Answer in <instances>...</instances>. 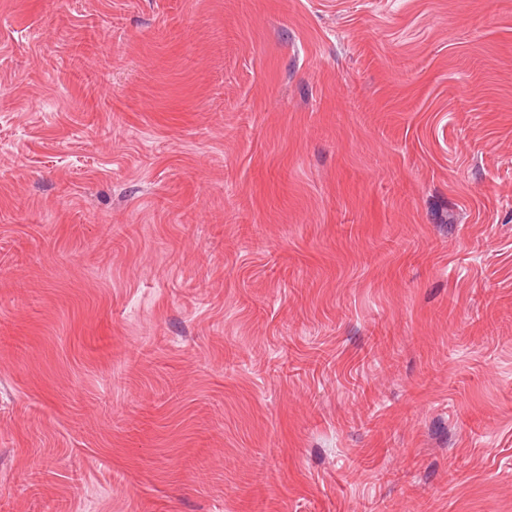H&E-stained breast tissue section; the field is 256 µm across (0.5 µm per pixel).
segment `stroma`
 Wrapping results in <instances>:
<instances>
[{"instance_id":"obj_1","label":"stroma","mask_w":512,"mask_h":512,"mask_svg":"<svg viewBox=\"0 0 512 512\" xmlns=\"http://www.w3.org/2000/svg\"><path fill=\"white\" fill-rule=\"evenodd\" d=\"M0 512H512V0H0Z\"/></svg>"}]
</instances>
